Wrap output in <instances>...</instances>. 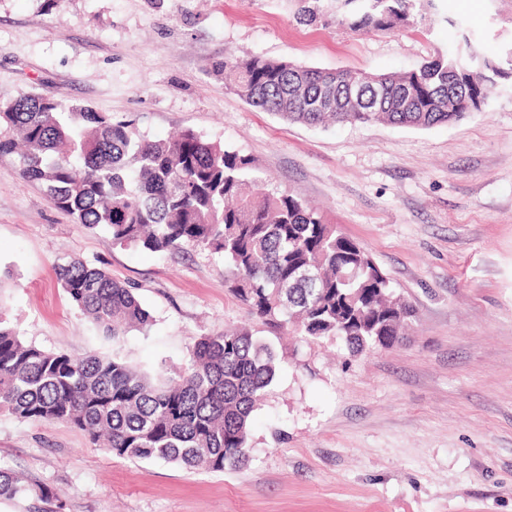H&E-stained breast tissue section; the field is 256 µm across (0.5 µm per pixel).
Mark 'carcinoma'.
Returning a JSON list of instances; mask_svg holds the SVG:
<instances>
[{"mask_svg":"<svg viewBox=\"0 0 512 512\" xmlns=\"http://www.w3.org/2000/svg\"><path fill=\"white\" fill-rule=\"evenodd\" d=\"M436 0H336V24L350 32L392 31L425 19ZM307 0L297 19L327 16ZM456 54H437L392 75L325 70L260 56L224 59L228 88L246 104L309 126L370 123L429 128L481 110L512 78V50L479 54L462 22L448 20ZM361 83L377 107L354 111L346 86ZM336 97L321 111L312 101ZM0 155L15 154L22 176L43 185L75 224L104 228L116 244L176 254L200 249L224 257L229 291L272 327L341 338L350 355L393 348L412 310L394 296L370 253L315 209L283 190L255 192L253 160L192 130L171 140L136 134L88 105L23 94L0 104ZM68 299L118 343L152 323L133 289L82 260L57 267ZM273 348L245 328L196 340L178 369L134 366L119 354L73 358L23 341L0 316V410L22 421L67 423L112 454L222 471L249 459L251 416L273 382ZM65 504L46 487L0 469V498Z\"/></svg>","mask_w":512,"mask_h":512,"instance_id":"1","label":"carcinoma"}]
</instances>
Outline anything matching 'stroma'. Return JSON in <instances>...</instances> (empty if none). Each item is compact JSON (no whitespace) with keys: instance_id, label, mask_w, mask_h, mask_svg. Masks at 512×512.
<instances>
[{"instance_id":"obj_1","label":"stroma","mask_w":512,"mask_h":512,"mask_svg":"<svg viewBox=\"0 0 512 512\" xmlns=\"http://www.w3.org/2000/svg\"><path fill=\"white\" fill-rule=\"evenodd\" d=\"M302 0H0V103L88 104L151 139L190 129L364 246L415 309L403 342L348 358L269 332L227 290L222 257L113 243L72 223L0 155V312L36 347L183 365L195 339L246 326L279 359L250 460L188 470L114 457L66 423L0 412V467L65 512H512V88L431 128L307 127L226 88L224 60L403 72L457 39L434 20L387 33L299 23ZM480 52L512 48V0H440ZM78 258L134 286L148 334L114 344L68 300Z\"/></svg>"}]
</instances>
